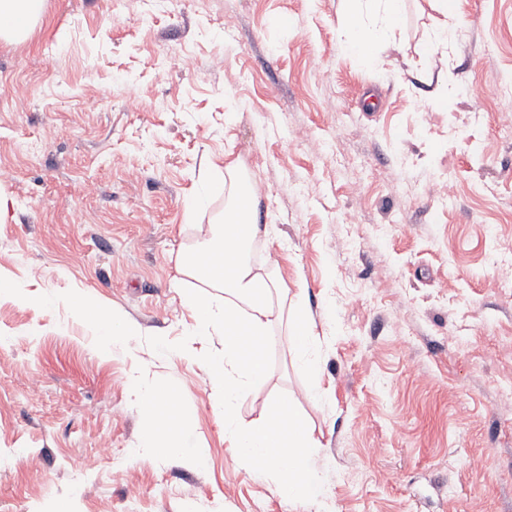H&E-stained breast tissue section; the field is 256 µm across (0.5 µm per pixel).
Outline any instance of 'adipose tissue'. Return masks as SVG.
Masks as SVG:
<instances>
[{
	"instance_id": "ef3b65f1",
	"label": "adipose tissue",
	"mask_w": 512,
	"mask_h": 512,
	"mask_svg": "<svg viewBox=\"0 0 512 512\" xmlns=\"http://www.w3.org/2000/svg\"><path fill=\"white\" fill-rule=\"evenodd\" d=\"M45 0H0V39L27 38L44 11ZM401 20L400 0H360L345 21V49L371 61L377 44L393 36ZM253 199L244 184H236L234 201L219 223L210 225L198 249L182 255L180 266L197 281L222 289L216 303L183 287L179 293L192 320V340L211 343L207 374L224 417V439L242 463L268 478L288 501L321 504L328 494V465L319 455L306 420L289 401L276 403L266 416L243 420L240 409L267 378L266 347L280 314L272 302L278 282L256 269L248 248L260 235ZM72 310L97 321L100 349L111 353L117 345L139 335V327L116 313H108L88 292L78 289L65 298ZM292 340L309 372L310 397L323 394L315 356L319 340L303 310H295ZM134 401L147 419L140 448L147 456H169L188 447L186 414L163 389L133 379Z\"/></svg>"
}]
</instances>
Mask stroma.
<instances>
[{"label": "stroma", "mask_w": 512, "mask_h": 512, "mask_svg": "<svg viewBox=\"0 0 512 512\" xmlns=\"http://www.w3.org/2000/svg\"><path fill=\"white\" fill-rule=\"evenodd\" d=\"M349 7L46 0L26 40L0 42V167L13 171L0 276L26 291L0 296V512H308L225 443L205 350L184 339L173 281L223 298L176 263L229 202L193 208L211 161L253 184L254 265L280 285L268 380L241 414L278 399L303 412L334 466L321 512H512V296L495 286L512 274L496 251L512 241V95L477 94L512 84V0H453L446 17L404 0L369 63L342 46ZM445 21L456 38L432 48ZM441 176L445 202L421 189ZM84 182L93 193L77 195ZM75 288L140 336L103 355L94 321L62 301ZM298 306L321 340L318 400L290 337ZM159 337L170 359L151 357ZM134 375L184 408L201 462L135 454L147 424ZM105 439L129 456L121 480L78 470Z\"/></svg>", "instance_id": "35a3bbf8"}]
</instances>
